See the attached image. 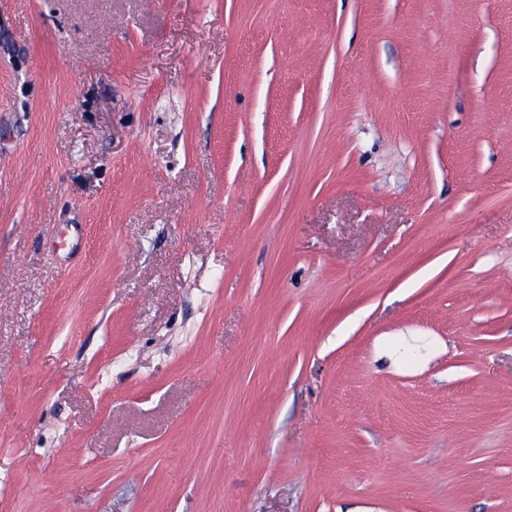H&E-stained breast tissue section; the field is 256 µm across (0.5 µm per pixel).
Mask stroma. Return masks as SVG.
<instances>
[{
	"instance_id": "35a3bbf8",
	"label": "stroma",
	"mask_w": 512,
	"mask_h": 512,
	"mask_svg": "<svg viewBox=\"0 0 512 512\" xmlns=\"http://www.w3.org/2000/svg\"><path fill=\"white\" fill-rule=\"evenodd\" d=\"M0 512H512V0H0Z\"/></svg>"
}]
</instances>
